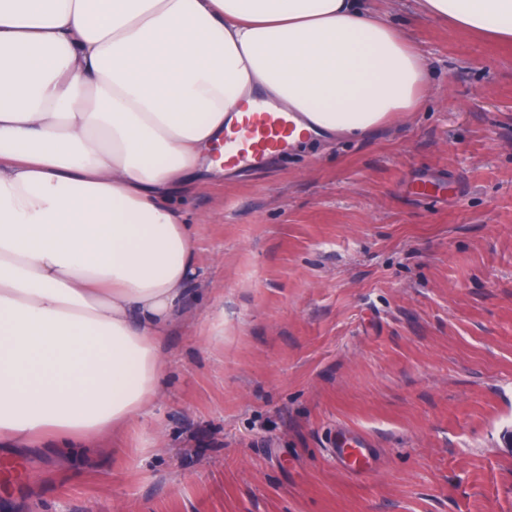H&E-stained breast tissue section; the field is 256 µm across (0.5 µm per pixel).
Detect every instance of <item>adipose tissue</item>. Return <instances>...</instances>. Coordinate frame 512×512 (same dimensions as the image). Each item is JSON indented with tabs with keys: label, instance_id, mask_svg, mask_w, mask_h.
Wrapping results in <instances>:
<instances>
[{
	"label": "adipose tissue",
	"instance_id": "ef3b65f1",
	"mask_svg": "<svg viewBox=\"0 0 512 512\" xmlns=\"http://www.w3.org/2000/svg\"><path fill=\"white\" fill-rule=\"evenodd\" d=\"M417 2L512 42V0ZM430 86L365 0H0V445L71 459L152 410L198 268L180 201L259 99L302 145Z\"/></svg>",
	"mask_w": 512,
	"mask_h": 512
}]
</instances>
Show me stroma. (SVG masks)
<instances>
[{"mask_svg": "<svg viewBox=\"0 0 512 512\" xmlns=\"http://www.w3.org/2000/svg\"><path fill=\"white\" fill-rule=\"evenodd\" d=\"M371 4L425 56L421 111L190 195L152 415L80 460L0 446V512H512V44ZM329 448L336 466L349 473H364L372 468L370 441L349 428L340 427L330 436Z\"/></svg>", "mask_w": 512, "mask_h": 512, "instance_id": "1", "label": "stroma"}]
</instances>
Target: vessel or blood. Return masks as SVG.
I'll use <instances>...</instances> for the list:
<instances>
[{
    "label": "vessel or blood",
    "instance_id": "1",
    "mask_svg": "<svg viewBox=\"0 0 512 512\" xmlns=\"http://www.w3.org/2000/svg\"><path fill=\"white\" fill-rule=\"evenodd\" d=\"M296 125L291 115L274 109L251 113L246 125L231 138L224 152L226 164H259L267 154L292 150ZM329 448L338 468L349 473H364L373 465L369 440L349 428L340 427L331 435Z\"/></svg>",
    "mask_w": 512,
    "mask_h": 512
}]
</instances>
